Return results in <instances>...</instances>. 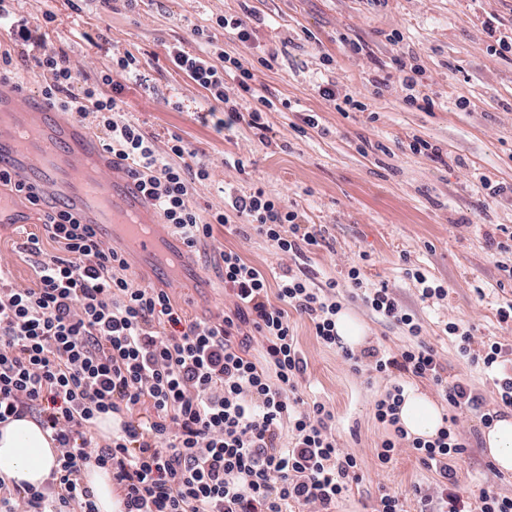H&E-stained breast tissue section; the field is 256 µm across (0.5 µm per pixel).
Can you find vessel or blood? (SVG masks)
<instances>
[{
  "mask_svg": "<svg viewBox=\"0 0 512 512\" xmlns=\"http://www.w3.org/2000/svg\"><path fill=\"white\" fill-rule=\"evenodd\" d=\"M0 160L29 172L42 192L83 223L123 241L144 266L169 252L161 220L123 166L85 124L52 111L14 81L0 80Z\"/></svg>",
  "mask_w": 512,
  "mask_h": 512,
  "instance_id": "vessel-or-blood-1",
  "label": "vessel or blood"
}]
</instances>
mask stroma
Returning <instances> with one entry per match:
<instances>
[{
  "label": "stroma",
  "mask_w": 512,
  "mask_h": 512,
  "mask_svg": "<svg viewBox=\"0 0 512 512\" xmlns=\"http://www.w3.org/2000/svg\"><path fill=\"white\" fill-rule=\"evenodd\" d=\"M12 7L33 24L52 11L47 41L82 62L85 80L97 79L114 52L133 53L140 74L120 79L127 118L163 141L180 135L218 167L213 180L194 185L201 211L223 207L227 192L258 187L286 199L303 223L324 225V239L303 267L315 286L337 282L338 301L366 327L365 347L393 354L413 337L349 288L355 263L368 284L387 286L415 314L449 379L470 382L493 403L492 381L459 357L444 324L473 325L478 339L512 343V328L498 315L512 303V279L486 243L497 225L512 228V197L491 200L483 187L512 185V51H491L499 41L512 43V0H138L132 8L125 0H14ZM221 16L247 19L251 40L218 27ZM199 28L208 39L196 37ZM395 32L397 44L390 39ZM211 44L257 64V83L275 103L263 114L264 130L242 120L219 134L204 121L210 100L168 50L198 53ZM271 54L272 66H259ZM398 58L416 67L415 89L433 99L431 108L408 104L406 86L393 74ZM321 82L353 95L365 111L336 110L319 95ZM305 113L316 114L319 125L301 133ZM416 137L437 146L440 157L412 153ZM19 208L27 221L0 223V256L10 280L30 286L33 259L23 244L28 234L43 235L42 214L24 202ZM214 236L268 275L280 273L282 260L263 239L244 242L219 226ZM412 269L442 284L447 296L422 302ZM167 291L194 320H216L229 303L205 252ZM289 321L308 362L305 394L332 411L337 439L365 473L336 512H372L383 488L405 512H431L423 497L435 492L433 471L404 451L388 468L377 466L375 450L388 432L375 421L373 405L386 379L351 372L340 350L318 343L308 319L293 312ZM483 429L479 414H459L468 450L456 464V489L470 498L483 488L512 496V471L502 472L488 456Z\"/></svg>",
  "instance_id": "1"
}]
</instances>
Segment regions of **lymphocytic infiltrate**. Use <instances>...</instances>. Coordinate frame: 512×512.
<instances>
[{
  "instance_id": "lymphocytic-infiltrate-1",
  "label": "lymphocytic infiltrate",
  "mask_w": 512,
  "mask_h": 512,
  "mask_svg": "<svg viewBox=\"0 0 512 512\" xmlns=\"http://www.w3.org/2000/svg\"><path fill=\"white\" fill-rule=\"evenodd\" d=\"M11 48H0V78L18 80L32 61L43 99L58 111L91 120L104 150L122 165L157 208L171 233L189 250L221 225L243 240L260 235L293 260L275 280L234 249L218 257L232 306L216 321L187 318L163 288L140 285L124 254L66 206L45 201L36 184L0 166V190L42 208L44 236L28 235L38 279L17 286L0 276V425L30 416L55 444L57 465L42 486L18 487L0 479V512H98L84 480L88 465L111 472L120 512H335L363 480L357 456L342 448L325 404L304 399L298 385L307 361L288 322L306 316L318 341L340 348L351 370L390 377L374 403L375 420L392 434L376 450L380 467L398 450L413 454L438 477V512H512V497L489 489L467 501L451 489L467 445L455 431L457 414L475 411L492 424L512 409V370L505 345L475 342L472 329L446 322L458 354L481 365L496 391L494 408L467 381L448 380L438 353L421 341L422 327L387 287H365L359 266L347 278L377 315L407 326L416 341L399 354L341 347L330 290L312 287L299 261L319 246L323 231L263 189L232 196L224 208L201 215L193 184L209 180L212 164L179 135L158 145L135 121L122 119L121 87L114 74L139 70L130 52H117L98 81L81 82L82 68L46 42L26 21L12 20L0 0ZM176 67L221 104L229 123L242 115L231 104L252 100L249 123L261 128L273 102L256 85L255 68L238 58L219 67L209 56L176 48ZM48 238L52 250L40 240ZM260 339L264 354L250 352ZM431 382L454 414L426 439L399 424L405 378ZM118 417L112 434L96 435L104 416Z\"/></svg>"
}]
</instances>
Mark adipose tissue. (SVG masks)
<instances>
[{"label":"adipose tissue","instance_id":"ef3b65f1","mask_svg":"<svg viewBox=\"0 0 512 512\" xmlns=\"http://www.w3.org/2000/svg\"><path fill=\"white\" fill-rule=\"evenodd\" d=\"M409 434L435 436L444 424L443 412L427 395L410 389L399 410ZM484 444L494 464L512 471V416L500 418L483 431ZM56 452L47 431L30 417L0 427V477L16 484L40 485L55 465Z\"/></svg>","mask_w":512,"mask_h":512}]
</instances>
